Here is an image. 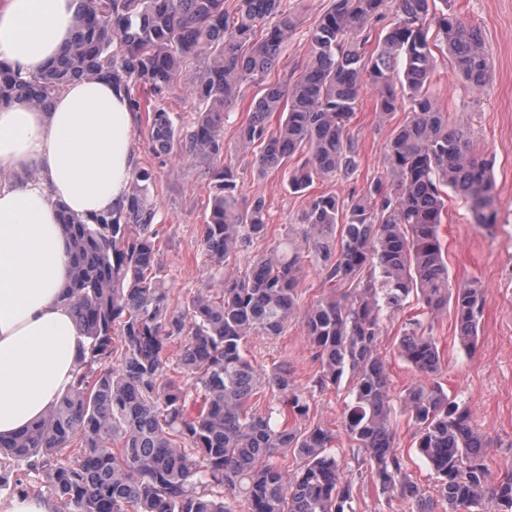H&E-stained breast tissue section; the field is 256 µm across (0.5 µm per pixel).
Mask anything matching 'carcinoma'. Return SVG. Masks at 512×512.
Here are the masks:
<instances>
[{"mask_svg": "<svg viewBox=\"0 0 512 512\" xmlns=\"http://www.w3.org/2000/svg\"><path fill=\"white\" fill-rule=\"evenodd\" d=\"M454 0H333L309 28L299 74L279 68L297 25L284 0H83L69 48L45 70L23 76L0 62V105L47 107L73 80L106 76L147 113L154 154L199 159L214 182L202 247L211 268L205 290L171 307L160 262V232L148 203L152 175L136 173L123 207L92 223L63 215L72 242L68 296L84 338L74 382L45 417L0 441V491L43 475L56 512H231L224 487L239 489L247 512H351L354 486L368 480L415 512H512V467L489 483L490 438L436 377L445 359L418 319L397 336L398 355L420 373L401 396L418 453L438 497L406 473L394 445L389 372L378 348L382 314L409 299L429 317L452 315L472 350L485 306L476 280L453 282L440 233L448 194L474 223L491 229L493 181L469 132L436 106L430 85L435 52L479 95L490 70L480 27L462 21ZM186 85L196 117L185 129L156 105L198 59ZM260 89L248 95V84ZM380 123L407 113L386 144L390 178L373 179L346 199L313 194L314 181L355 178L358 146L350 124L364 90ZM246 104L237 141L252 170L288 176L309 197L302 242L286 233L226 273L268 235L266 202L238 198L240 171L224 159V112ZM313 263L328 294L300 306L303 266ZM298 322L319 364L316 385L347 382L354 399L344 429L362 454L355 472L333 453L336 434L288 427L309 402L288 370L256 368L252 336H278ZM183 344L176 364L169 343ZM267 388L274 403L260 411ZM300 466L278 467L275 451Z\"/></svg>", "mask_w": 512, "mask_h": 512, "instance_id": "cac0c4a2", "label": "carcinoma"}]
</instances>
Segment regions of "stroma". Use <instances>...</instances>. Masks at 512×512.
<instances>
[{"label": "stroma", "mask_w": 512, "mask_h": 512, "mask_svg": "<svg viewBox=\"0 0 512 512\" xmlns=\"http://www.w3.org/2000/svg\"><path fill=\"white\" fill-rule=\"evenodd\" d=\"M329 5L330 0H288L299 24L282 58L284 69H293L304 59L308 29ZM454 8L464 22L482 29L491 80L481 96H474L442 57L437 61L431 90L442 111L467 117L477 153L493 165L497 223L493 231L482 230L462 202L449 200L448 222L440 232L448 243L450 275L458 280H479L486 289V305L473 353H466L460 345L451 315L435 318L433 333L447 362L441 382L449 394L470 408L475 428L490 437L487 461L491 472L496 473L512 466V0H455ZM393 128L390 122L377 123L373 94L364 92L351 127L359 149L358 181L322 179L314 184L316 193L344 198L354 186L363 187L373 178L386 176L385 148ZM135 167L149 170L155 177L149 202L163 239L160 258L171 288L170 300L176 305L203 288L210 277L201 234L209 214L212 184L194 160L175 162L156 157L143 112L136 115ZM239 194L245 199L260 196L266 200L269 238L255 242L257 252L267 248L269 239L284 234L288 225L300 224L308 204L307 197L289 190L282 174L261 178L246 164L240 167ZM400 325L395 317L384 321L380 346L397 392L416 379L413 369L394 352ZM247 350L256 367L268 370L286 366L297 385L312 386L318 364L298 323L289 324L274 338H250ZM351 401L344 387L315 392L308 415L298 423L303 427L318 423L339 433V456L353 466L357 460L343 435L345 409ZM395 445L406 459L411 479L427 494H434L431 471L412 447V428L406 417L397 419Z\"/></svg>", "instance_id": "obj_1"}]
</instances>
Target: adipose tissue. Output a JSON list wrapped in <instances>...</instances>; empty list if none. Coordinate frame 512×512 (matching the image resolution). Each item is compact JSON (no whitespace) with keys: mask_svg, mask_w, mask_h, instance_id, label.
I'll return each mask as SVG.
<instances>
[{"mask_svg":"<svg viewBox=\"0 0 512 512\" xmlns=\"http://www.w3.org/2000/svg\"><path fill=\"white\" fill-rule=\"evenodd\" d=\"M81 0H0V61L27 75L69 43ZM134 112L107 77L70 83L42 109L0 105V437L34 426L71 385L81 337L67 298L61 213L123 206Z\"/></svg>","mask_w":512,"mask_h":512,"instance_id":"1","label":"adipose tissue"}]
</instances>
